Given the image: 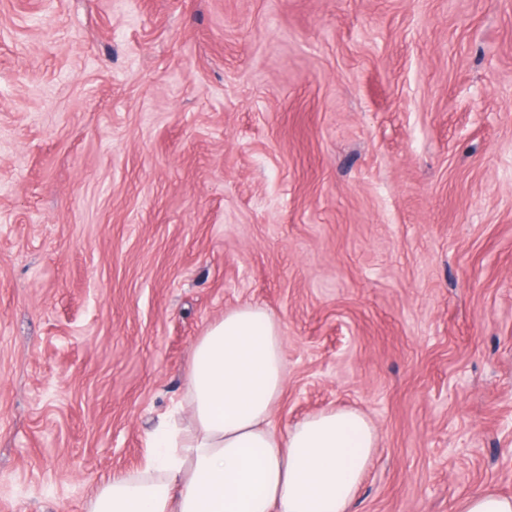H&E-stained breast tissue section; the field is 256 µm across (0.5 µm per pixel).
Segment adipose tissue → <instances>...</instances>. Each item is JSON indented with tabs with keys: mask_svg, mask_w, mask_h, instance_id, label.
Segmentation results:
<instances>
[{
	"mask_svg": "<svg viewBox=\"0 0 512 512\" xmlns=\"http://www.w3.org/2000/svg\"><path fill=\"white\" fill-rule=\"evenodd\" d=\"M280 326L262 306L225 311L192 346L185 428L163 425L137 475L113 477L93 512H351L379 435L351 409L287 430Z\"/></svg>",
	"mask_w": 512,
	"mask_h": 512,
	"instance_id": "obj_1",
	"label": "adipose tissue"
}]
</instances>
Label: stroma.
Wrapping results in <instances>:
<instances>
[{
	"mask_svg": "<svg viewBox=\"0 0 512 512\" xmlns=\"http://www.w3.org/2000/svg\"><path fill=\"white\" fill-rule=\"evenodd\" d=\"M352 512L512 496V0H0V512L138 472L225 311Z\"/></svg>",
	"mask_w": 512,
	"mask_h": 512,
	"instance_id": "35a3bbf8",
	"label": "stroma"
}]
</instances>
